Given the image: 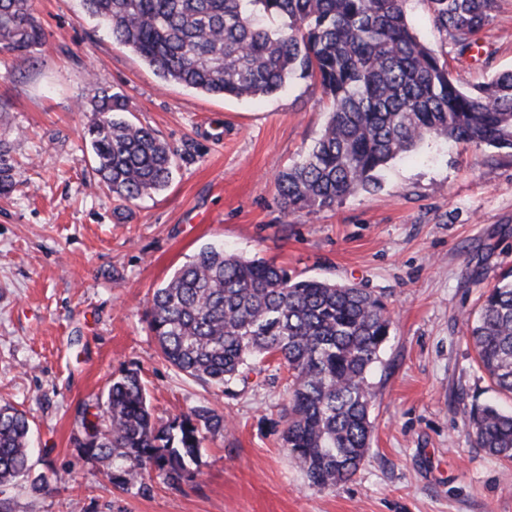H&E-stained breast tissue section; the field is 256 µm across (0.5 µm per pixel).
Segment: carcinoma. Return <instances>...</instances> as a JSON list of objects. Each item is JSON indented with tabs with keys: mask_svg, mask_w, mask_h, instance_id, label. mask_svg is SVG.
Listing matches in <instances>:
<instances>
[{
	"mask_svg": "<svg viewBox=\"0 0 512 512\" xmlns=\"http://www.w3.org/2000/svg\"><path fill=\"white\" fill-rule=\"evenodd\" d=\"M112 40L155 73L204 93L272 95L298 76L329 102L320 137L275 185L289 215L316 214L380 185V173L428 138L512 149V70L466 86L444 51L415 33L405 0H81ZM437 29L460 52L490 23L497 0H426ZM281 25L270 28L266 19ZM43 29L31 0H0V49L26 57ZM87 129L98 184L130 203L170 183L174 158L149 127L123 116L122 96L104 94ZM15 186L0 150V194ZM149 329L163 358L184 375L231 394L253 361L275 358L290 378L282 431L312 486L353 478L369 456L375 392L370 381L390 340L385 302L355 284L298 279L273 261L201 248L159 288ZM478 366L512 395V271L467 322ZM476 447L512 462V409L476 405L465 418ZM224 416L202 405L155 422L138 372L114 378L105 400L83 411L75 445L122 485L155 469L180 482L197 462L203 434ZM26 413L0 404V488L31 471Z\"/></svg>",
	"mask_w": 512,
	"mask_h": 512,
	"instance_id": "1",
	"label": "carcinoma"
}]
</instances>
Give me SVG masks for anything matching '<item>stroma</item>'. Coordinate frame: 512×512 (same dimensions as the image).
Returning <instances> with one entry per match:
<instances>
[{"mask_svg": "<svg viewBox=\"0 0 512 512\" xmlns=\"http://www.w3.org/2000/svg\"><path fill=\"white\" fill-rule=\"evenodd\" d=\"M44 38L27 59L0 51V147L18 169L0 196V403L26 411L33 479L18 512H512V464L476 448L473 404L512 399L478 368L465 319L512 270V152L429 139L393 160L371 191L313 215H286L275 176L313 147L326 106L293 79L255 99L208 95L158 77L113 42L79 0H33ZM419 38L467 84L512 68V0H498L459 53L425 0H406ZM175 155L169 186L124 203L93 187L85 130L102 93ZM215 244L274 260L300 278L381 296L391 338L371 376L370 454L348 482L311 486L285 448L288 373L256 363L232 395L186 377L149 330V300ZM137 370L163 423L206 405L224 430L203 440L191 478L119 486L80 454L81 406Z\"/></svg>", "mask_w": 512, "mask_h": 512, "instance_id": "1", "label": "stroma"}]
</instances>
